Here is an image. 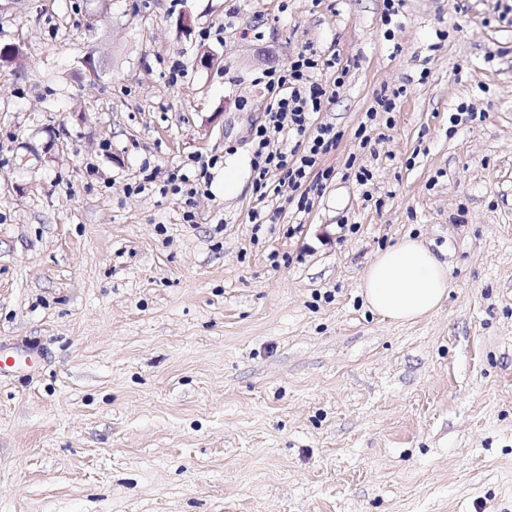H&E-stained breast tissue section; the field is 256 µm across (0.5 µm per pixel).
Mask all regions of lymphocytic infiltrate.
<instances>
[{"mask_svg":"<svg viewBox=\"0 0 512 512\" xmlns=\"http://www.w3.org/2000/svg\"><path fill=\"white\" fill-rule=\"evenodd\" d=\"M332 59H321L310 48L297 53L289 68L267 72L271 93L264 118L250 129L253 185L256 190L272 189L275 195L295 192L304 185L321 191L334 171L323 166L324 157L335 148L337 137L332 127L316 123L326 103L335 101L343 77L333 83L316 82L320 68L335 67ZM295 135L292 148L281 147L276 135Z\"/></svg>","mask_w":512,"mask_h":512,"instance_id":"f902f5d3","label":"lymphocytic infiltrate"}]
</instances>
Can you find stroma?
Wrapping results in <instances>:
<instances>
[{"instance_id":"stroma-1","label":"stroma","mask_w":512,"mask_h":512,"mask_svg":"<svg viewBox=\"0 0 512 512\" xmlns=\"http://www.w3.org/2000/svg\"><path fill=\"white\" fill-rule=\"evenodd\" d=\"M510 4L7 0L0 512H512ZM308 45L349 72L302 212L256 193L249 131ZM406 236L451 289L400 324L359 283ZM387 89L383 88L380 94L375 98V104L365 112L366 121L361 123L359 126L358 136L361 137L360 146L365 148L369 143L368 135H365L367 131V122L373 123L377 120L378 114H391L396 108L395 99L399 97L400 90H393L391 94H387Z\"/></svg>"}]
</instances>
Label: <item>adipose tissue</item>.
<instances>
[{
	"label": "adipose tissue",
	"mask_w": 512,
	"mask_h": 512,
	"mask_svg": "<svg viewBox=\"0 0 512 512\" xmlns=\"http://www.w3.org/2000/svg\"><path fill=\"white\" fill-rule=\"evenodd\" d=\"M450 288L447 263L418 239L404 238L379 252L360 280V292L375 313L398 323L436 312Z\"/></svg>",
	"instance_id": "obj_1"
}]
</instances>
